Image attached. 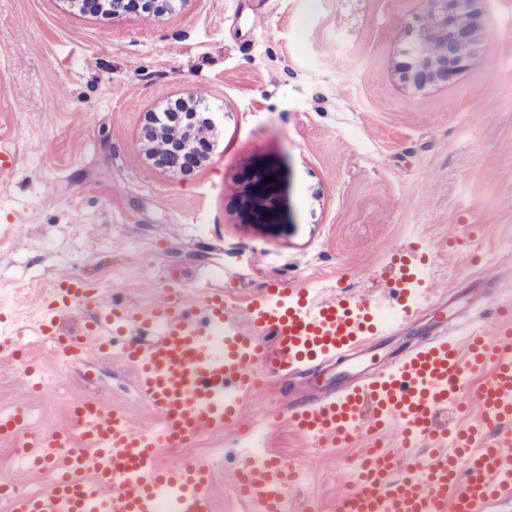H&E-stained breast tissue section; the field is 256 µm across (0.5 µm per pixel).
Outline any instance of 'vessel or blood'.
<instances>
[{
	"label": "vessel or blood",
	"mask_w": 512,
	"mask_h": 512,
	"mask_svg": "<svg viewBox=\"0 0 512 512\" xmlns=\"http://www.w3.org/2000/svg\"><path fill=\"white\" fill-rule=\"evenodd\" d=\"M416 245L385 265L383 291L351 293L330 282H270L237 305L217 289L199 296L165 294L147 310L101 301L98 288L71 277L44 298L40 323L64 359H80L90 336L122 337L121 355L155 415L134 428L116 408L72 402L77 432L25 431L18 413H0V435L20 438L35 470L48 474L38 494L7 491L9 512H212L210 467L159 464L164 448L193 446L205 434L274 430L292 424L312 448H339L395 428L396 444L366 451L336 512H490L512 495V321L491 326L458 319L395 357L383 343L448 304L413 262ZM82 311L65 332L60 317ZM153 337H137L141 327ZM334 369L322 389L246 422L247 400L272 378ZM489 369L468 389L470 374ZM236 492L249 512H280L298 471L274 453L255 454L241 440Z\"/></svg>",
	"instance_id": "obj_1"
}]
</instances>
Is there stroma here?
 Listing matches in <instances>:
<instances>
[{
	"label": "stroma",
	"mask_w": 512,
	"mask_h": 512,
	"mask_svg": "<svg viewBox=\"0 0 512 512\" xmlns=\"http://www.w3.org/2000/svg\"><path fill=\"white\" fill-rule=\"evenodd\" d=\"M422 0H179L147 18L72 10L68 0H0V325L35 366L0 356V411L28 429L71 427L91 397L139 429L154 417L118 354L91 340L62 362L37 329L46 293L69 276L103 300L187 301L209 289L247 298L270 280L341 278L381 287L391 252L422 241L429 285L485 290L512 313V0H476L469 66L450 84L402 81ZM197 95L217 121L210 159L164 170L141 141L147 112ZM260 167L280 175L282 223L258 222L243 191ZM267 444L307 477L288 495L334 512L346 448L316 450L287 425ZM0 439V480L49 485ZM220 433L161 462L212 468V512H246Z\"/></svg>",
	"instance_id": "stroma-1"
}]
</instances>
